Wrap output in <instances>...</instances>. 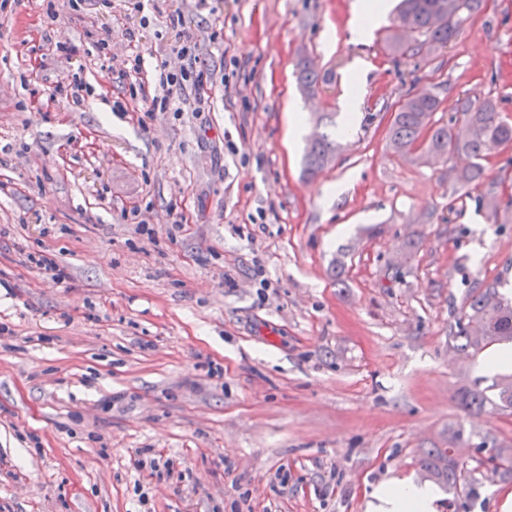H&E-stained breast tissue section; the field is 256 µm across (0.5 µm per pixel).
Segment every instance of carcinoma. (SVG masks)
Instances as JSON below:
<instances>
[{
    "label": "carcinoma",
    "instance_id": "carcinoma-1",
    "mask_svg": "<svg viewBox=\"0 0 512 512\" xmlns=\"http://www.w3.org/2000/svg\"><path fill=\"white\" fill-rule=\"evenodd\" d=\"M484 0H401L397 9V22L408 25L412 41L405 44L397 40L388 42L387 48L397 58L424 54L429 56L446 48L456 40L461 27L478 13ZM299 82L303 91L313 92L318 75L305 59L299 62ZM440 101L429 92L402 99L389 128V146L402 157H411L422 147L450 160L459 154L473 159L457 181L461 187H479L487 181L480 161L512 145V123L502 117L496 99L482 100L462 96L456 99V116L448 124L432 120L439 110ZM336 152V141L321 133L313 138L305 158V171L313 175L324 168ZM480 205L492 216H498L503 204L494 186L479 198ZM468 321L483 324L484 337L476 343L467 329H460L456 337L464 340L462 347L476 351L494 343L512 340V304L497 295L495 287H488L470 301ZM497 393L491 404L499 408H512V381L496 384ZM423 477L445 489L456 491L466 482L463 468L451 456L449 448H430L419 461Z\"/></svg>",
    "mask_w": 512,
    "mask_h": 512
}]
</instances>
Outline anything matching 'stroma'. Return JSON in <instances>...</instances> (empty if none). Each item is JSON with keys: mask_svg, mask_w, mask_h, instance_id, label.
<instances>
[{"mask_svg": "<svg viewBox=\"0 0 512 512\" xmlns=\"http://www.w3.org/2000/svg\"><path fill=\"white\" fill-rule=\"evenodd\" d=\"M353 4L0 0V512H368L428 448L478 484L437 512H502L512 471L487 460L512 457V408L460 399L512 365L454 336L487 286L512 299V223L462 194L468 157L387 141L412 92L442 124L462 93L512 121V0L401 59L393 0L360 40ZM188 41L201 86L146 111L131 81L158 93ZM76 80L83 104L54 97ZM330 113L336 156L306 176ZM144 448L172 473L136 468Z\"/></svg>", "mask_w": 512, "mask_h": 512, "instance_id": "1", "label": "stroma"}]
</instances>
